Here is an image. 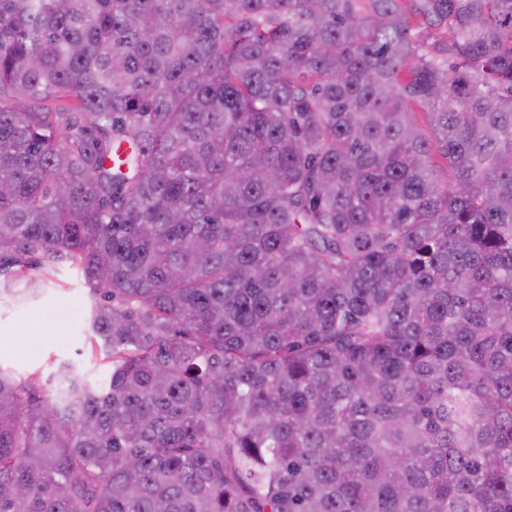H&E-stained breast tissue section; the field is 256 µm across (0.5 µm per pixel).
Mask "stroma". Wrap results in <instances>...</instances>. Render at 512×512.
Instances as JSON below:
<instances>
[{
  "mask_svg": "<svg viewBox=\"0 0 512 512\" xmlns=\"http://www.w3.org/2000/svg\"><path fill=\"white\" fill-rule=\"evenodd\" d=\"M92 303L89 287L74 265L64 263L40 295L22 302L0 295V366L45 391L60 367L77 364L94 380L111 371L102 354L93 353L84 323Z\"/></svg>",
  "mask_w": 512,
  "mask_h": 512,
  "instance_id": "stroma-1",
  "label": "stroma"
}]
</instances>
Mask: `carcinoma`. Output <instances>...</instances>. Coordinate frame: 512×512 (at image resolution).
<instances>
[{
  "label": "carcinoma",
  "mask_w": 512,
  "mask_h": 512,
  "mask_svg": "<svg viewBox=\"0 0 512 512\" xmlns=\"http://www.w3.org/2000/svg\"><path fill=\"white\" fill-rule=\"evenodd\" d=\"M61 261L112 371L0 368V512H512V0H0L3 291Z\"/></svg>",
  "instance_id": "obj_1"
}]
</instances>
